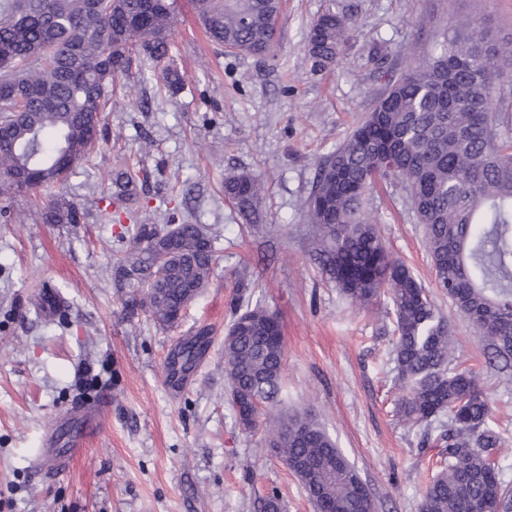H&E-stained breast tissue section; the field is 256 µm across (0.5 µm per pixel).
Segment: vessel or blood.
Here are the masks:
<instances>
[{
	"mask_svg": "<svg viewBox=\"0 0 512 512\" xmlns=\"http://www.w3.org/2000/svg\"><path fill=\"white\" fill-rule=\"evenodd\" d=\"M109 400L108 392L104 391L70 411L63 423L53 432L47 448L42 450L36 464L37 469L52 476L67 467L73 455L86 446Z\"/></svg>",
	"mask_w": 512,
	"mask_h": 512,
	"instance_id": "vessel-or-blood-1",
	"label": "vessel or blood"
}]
</instances>
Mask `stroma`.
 I'll list each match as a JSON object with an SVG mask.
<instances>
[{"label": "stroma", "mask_w": 512, "mask_h": 512, "mask_svg": "<svg viewBox=\"0 0 512 512\" xmlns=\"http://www.w3.org/2000/svg\"><path fill=\"white\" fill-rule=\"evenodd\" d=\"M328 11L359 32L320 71L305 58L306 37ZM465 15L512 41V0H284L275 46L257 58L210 42L190 0H177L172 54L182 86L169 91L151 64L117 82L94 154L58 190L83 208L82 222L44 223L45 192L16 195L0 217V512H258L271 491L284 512H314L263 429L239 427L228 397L224 333L242 273L283 324L280 410L316 416L357 468L374 512H418L434 473L424 438L441 427L394 416L403 393L394 316L385 300L353 303L322 275L304 206L319 161L372 111L386 73L435 53ZM125 160L149 174L139 219L159 224L172 212L203 225L219 256L207 288L171 327L131 310L113 283V257L131 237L92 199ZM243 171L263 185L256 224L224 196L225 178ZM364 211L453 324L456 359L478 375L500 422L498 459L512 484V374L489 363L482 336L435 291L406 183L381 181ZM43 289L66 301L56 317L35 313ZM203 326L209 349L172 389L167 357ZM91 382L108 389L111 408L68 471L40 475L35 460L56 418L88 400Z\"/></svg>", "instance_id": "stroma-1"}]
</instances>
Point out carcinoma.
I'll list each match as a JSON object with an SVG mask.
<instances>
[{
    "label": "carcinoma",
    "mask_w": 512,
    "mask_h": 512,
    "mask_svg": "<svg viewBox=\"0 0 512 512\" xmlns=\"http://www.w3.org/2000/svg\"><path fill=\"white\" fill-rule=\"evenodd\" d=\"M208 38L235 52L267 56L283 0H191ZM176 0H0V46L13 53L0 72V197L46 190L87 161L98 143L110 88L136 60L169 56ZM352 39V27L327 12L310 29L312 66L333 65ZM78 46L70 54L72 46ZM512 94V45L498 42L478 21L464 17L436 54L392 75L374 109L346 141L319 161L305 217L319 231L322 273L353 302L387 298L395 316L392 360L405 392L395 414L414 425L448 417L433 440L438 469L420 512H465V501L493 490L496 512H512V487L494 455L501 431L490 418L475 372L454 358L452 326L427 288L392 258L375 223L363 217L365 196L381 178L409 187L425 227L436 288L448 295L477 330L501 371L512 372V138L500 132L509 117L494 111V97ZM32 159L39 173L15 174ZM141 171L122 167L98 207L112 198L134 201ZM261 184L248 173L224 180V195L246 216L254 214ZM46 220L78 224L77 205L50 201ZM168 225L175 224L173 216ZM177 225V224H175ZM138 224L129 251L115 256V286L155 287L150 317L173 326L175 314L202 292L217 264L212 241L198 224ZM172 247L170 273L157 278L149 248ZM279 316L262 302L235 297L224 336V373L244 429L257 425L254 403L275 402L283 372ZM203 329L179 342L167 375L181 358L195 368L208 349ZM268 447L299 479L315 509L331 501L336 512H371V495L343 451L308 412L265 413Z\"/></svg>",
    "instance_id": "obj_1"
}]
</instances>
